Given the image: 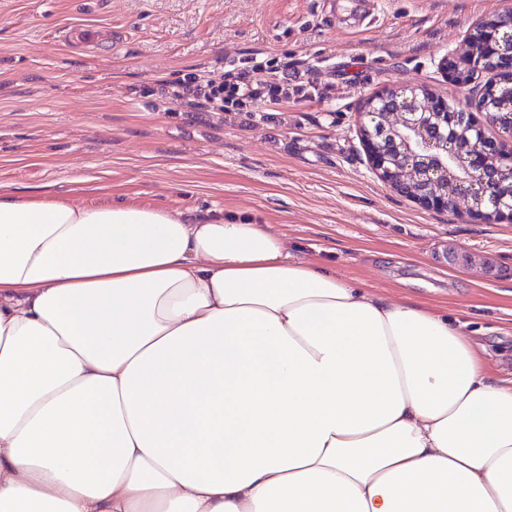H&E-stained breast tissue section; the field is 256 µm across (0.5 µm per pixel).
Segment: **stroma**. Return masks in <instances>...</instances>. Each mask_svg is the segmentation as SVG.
<instances>
[{
	"label": "stroma",
	"instance_id": "1",
	"mask_svg": "<svg viewBox=\"0 0 512 512\" xmlns=\"http://www.w3.org/2000/svg\"><path fill=\"white\" fill-rule=\"evenodd\" d=\"M512 0H0V192L109 197L270 225L392 302L460 318L487 371L512 374V223L432 210L371 169L366 99L466 90L439 68ZM257 56L323 99L285 112L166 110L158 79ZM473 255L451 267L437 252Z\"/></svg>",
	"mask_w": 512,
	"mask_h": 512
}]
</instances>
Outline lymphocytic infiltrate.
<instances>
[{
  "mask_svg": "<svg viewBox=\"0 0 512 512\" xmlns=\"http://www.w3.org/2000/svg\"><path fill=\"white\" fill-rule=\"evenodd\" d=\"M159 86L162 100L218 115L278 112L319 96L303 74L253 57L229 61L224 69L192 72L176 82L163 80Z\"/></svg>",
  "mask_w": 512,
  "mask_h": 512,
  "instance_id": "lymphocytic-infiltrate-1",
  "label": "lymphocytic infiltrate"
}]
</instances>
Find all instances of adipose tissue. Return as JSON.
Listing matches in <instances>:
<instances>
[{
	"label": "adipose tissue",
	"mask_w": 512,
	"mask_h": 512,
	"mask_svg": "<svg viewBox=\"0 0 512 512\" xmlns=\"http://www.w3.org/2000/svg\"><path fill=\"white\" fill-rule=\"evenodd\" d=\"M0 512H512V379L270 225L0 194Z\"/></svg>",
	"instance_id": "obj_1"
}]
</instances>
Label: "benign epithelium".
Wrapping results in <instances>:
<instances>
[{
    "label": "benign epithelium",
    "instance_id": "7a95c632",
    "mask_svg": "<svg viewBox=\"0 0 512 512\" xmlns=\"http://www.w3.org/2000/svg\"><path fill=\"white\" fill-rule=\"evenodd\" d=\"M463 51L469 69L446 56L441 68L463 87L480 72L494 74L479 103L501 138L490 139L459 103L451 110L447 98L417 86L368 98L361 140L378 178L398 194L436 210L463 197L471 200L469 217L512 221V13L480 19Z\"/></svg>",
    "mask_w": 512,
    "mask_h": 512
}]
</instances>
